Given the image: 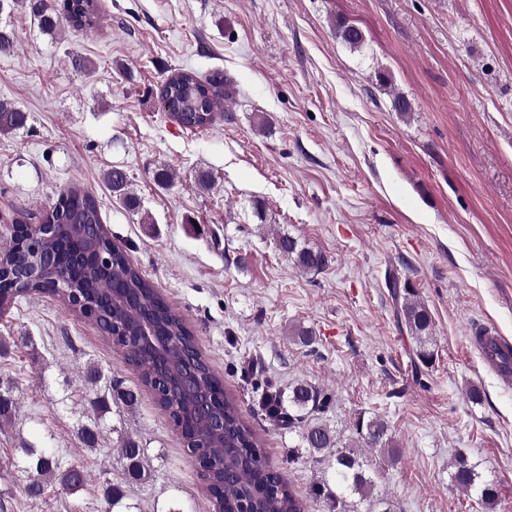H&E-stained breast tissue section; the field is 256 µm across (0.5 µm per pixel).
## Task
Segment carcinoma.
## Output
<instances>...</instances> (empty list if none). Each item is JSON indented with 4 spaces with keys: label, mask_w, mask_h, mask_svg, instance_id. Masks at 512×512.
I'll list each match as a JSON object with an SVG mask.
<instances>
[{
    "label": "carcinoma",
    "mask_w": 512,
    "mask_h": 512,
    "mask_svg": "<svg viewBox=\"0 0 512 512\" xmlns=\"http://www.w3.org/2000/svg\"><path fill=\"white\" fill-rule=\"evenodd\" d=\"M20 2L46 34H55L65 27L76 32L91 31L98 25L97 0H0V14L14 10ZM336 37L352 48H359L364 42L362 31L346 21L336 24ZM18 45L16 30L0 26V55L14 53ZM160 98L170 105V113L176 115L181 127H209L224 104V74L214 71L202 78L191 69H174L161 84ZM27 120V113L14 103L0 101V134L23 128ZM106 179L125 208L140 210L141 200L130 189L122 169H112ZM28 219L26 211H20L15 220L21 225L19 234L0 247V314L27 293L46 292L63 301L74 294L80 296L95 307L103 330L123 350L126 362L136 369L141 383L152 391L157 405L173 420L181 438L198 446L211 461L206 473L207 487L216 505L224 507L223 512H302L294 490L266 460L260 440L244 420L238 404L224 393V379L203 358L185 321L127 253L112 247L107 231L102 229L95 195L79 187L61 190L43 216L46 223L55 225L50 233H26L23 225ZM75 224H95L101 232L95 235L88 231L81 236L73 230ZM275 244L282 255L306 274L316 273L328 264L325 253L300 246L288 234H279ZM387 288L399 301L398 327L414 339L416 357L422 363L431 360L432 319L427 307L416 298L409 282L401 281L393 271L388 273ZM190 362L195 367L197 388L209 397L205 416L195 395L171 396ZM99 379L97 370H87L85 381L95 393L89 405L96 422L77 428V439L90 448L98 443L103 431L100 420L112 412V400L96 392ZM327 404L328 398L312 386L297 384L288 394V412L281 420L288 422L290 429L303 426L305 447L336 462V476L341 483L351 492L366 496L371 492L372 480L357 452L352 446L343 445L326 424L305 422V414L320 413ZM356 433L367 448L389 447L388 427L377 418L358 422ZM22 452L28 475L25 492L31 498L44 493L45 482L50 478L56 479L70 495L83 490L88 482L87 473L74 474L52 453L32 447H25ZM119 456L130 478L145 476L144 448L135 439H121ZM450 479L465 492H477L487 504L496 498L494 485L480 481L475 467L463 455L456 459ZM103 496L109 512H131L123 504V486L108 482Z\"/></svg>",
    "instance_id": "obj_1"
}]
</instances>
